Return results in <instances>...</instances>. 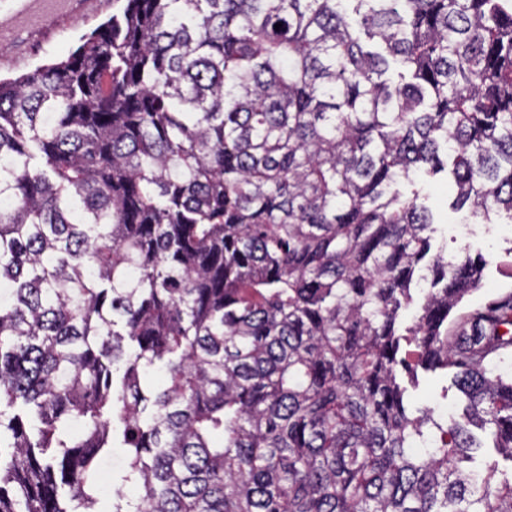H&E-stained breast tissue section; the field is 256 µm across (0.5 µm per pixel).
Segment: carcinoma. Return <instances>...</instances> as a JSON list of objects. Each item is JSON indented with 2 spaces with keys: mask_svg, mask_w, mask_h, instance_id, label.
Returning <instances> with one entry per match:
<instances>
[{
  "mask_svg": "<svg viewBox=\"0 0 512 512\" xmlns=\"http://www.w3.org/2000/svg\"><path fill=\"white\" fill-rule=\"evenodd\" d=\"M446 171L512 222L503 0H125L0 80V512H512L460 467L512 462V294L448 325ZM419 387L413 391L411 387L409 391L414 395V399L420 404H431L439 408V410L448 415L453 413L460 407V396L458 391L450 388V378L442 375H425L420 369ZM448 386V394L444 395V388Z\"/></svg>",
  "mask_w": 512,
  "mask_h": 512,
  "instance_id": "carcinoma-1",
  "label": "carcinoma"
}]
</instances>
